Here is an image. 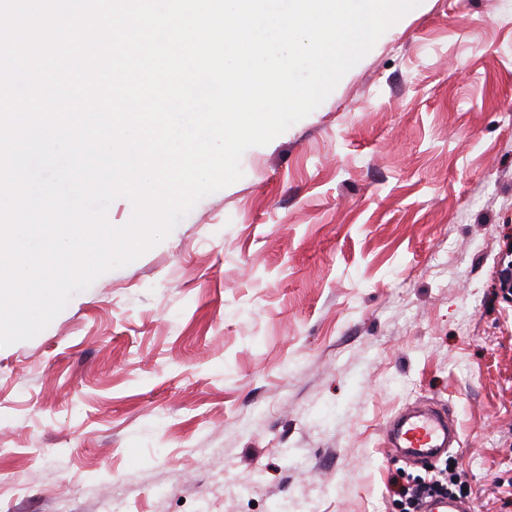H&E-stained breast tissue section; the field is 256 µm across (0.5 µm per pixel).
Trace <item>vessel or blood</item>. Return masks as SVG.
Listing matches in <instances>:
<instances>
[{"label":"vessel or blood","instance_id":"obj_1","mask_svg":"<svg viewBox=\"0 0 512 512\" xmlns=\"http://www.w3.org/2000/svg\"><path fill=\"white\" fill-rule=\"evenodd\" d=\"M384 436L392 454L426 463L447 454L460 441L450 416L432 406L416 407L392 417Z\"/></svg>","mask_w":512,"mask_h":512}]
</instances>
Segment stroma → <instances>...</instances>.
Here are the masks:
<instances>
[{"label": "stroma", "instance_id": "1", "mask_svg": "<svg viewBox=\"0 0 512 512\" xmlns=\"http://www.w3.org/2000/svg\"><path fill=\"white\" fill-rule=\"evenodd\" d=\"M240 166L0 347L9 512H400L418 403L512 512V0H422ZM386 445L396 456L429 463L459 445L460 435L444 409L422 406L392 417L384 429Z\"/></svg>", "mask_w": 512, "mask_h": 512}]
</instances>
